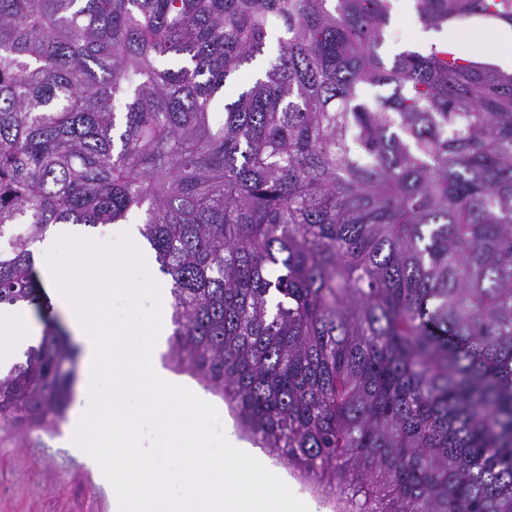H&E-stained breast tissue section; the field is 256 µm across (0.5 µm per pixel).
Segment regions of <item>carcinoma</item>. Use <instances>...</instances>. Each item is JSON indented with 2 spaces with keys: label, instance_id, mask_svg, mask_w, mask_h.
<instances>
[{
  "label": "carcinoma",
  "instance_id": "cac0c4a2",
  "mask_svg": "<svg viewBox=\"0 0 512 512\" xmlns=\"http://www.w3.org/2000/svg\"><path fill=\"white\" fill-rule=\"evenodd\" d=\"M426 29L512 0H413ZM392 0H0V306L57 224H141L176 367L336 512H512V72ZM275 37L276 61L227 80ZM55 324L0 422L64 418ZM409 1L411 0L394 1V24L390 27L386 39V49L390 52L407 48H427L433 44L418 41L415 29L406 23V17L411 12Z\"/></svg>",
  "mask_w": 512,
  "mask_h": 512
}]
</instances>
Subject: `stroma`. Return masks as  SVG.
Returning <instances> with one entry per match:
<instances>
[{"mask_svg": "<svg viewBox=\"0 0 512 512\" xmlns=\"http://www.w3.org/2000/svg\"><path fill=\"white\" fill-rule=\"evenodd\" d=\"M154 359L178 385L212 404L224 419L225 434L235 436L242 447L279 476L308 512H333V500L305 483L276 450L253 444L223 398L174 367L168 342H160ZM66 429L63 421L50 430L0 423V512H113V488L97 484L91 468L62 447L60 440Z\"/></svg>", "mask_w": 512, "mask_h": 512, "instance_id": "1", "label": "stroma"}]
</instances>
